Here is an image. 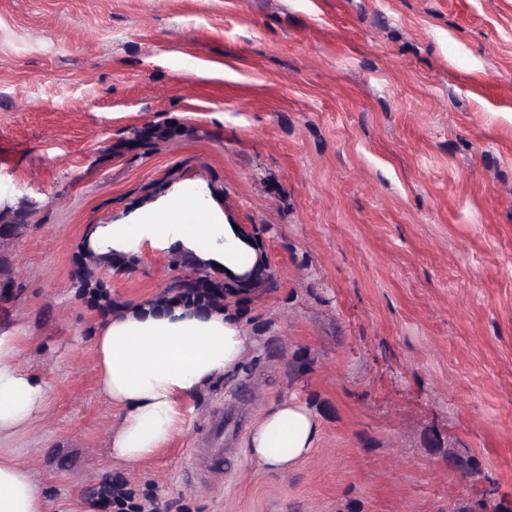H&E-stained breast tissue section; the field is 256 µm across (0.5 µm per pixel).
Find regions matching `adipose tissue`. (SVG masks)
Listing matches in <instances>:
<instances>
[{
    "mask_svg": "<svg viewBox=\"0 0 512 512\" xmlns=\"http://www.w3.org/2000/svg\"><path fill=\"white\" fill-rule=\"evenodd\" d=\"M146 242L202 260L247 286L261 274L257 244L226 221L211 189L198 180L174 183L122 218L93 226L84 249L118 259ZM247 341L230 311L195 304L149 302L105 318L95 336L94 365L117 412L109 432L113 456L136 465L167 447L184 427L186 399L237 371ZM17 354V337L0 334V446L29 432L47 410L42 379L21 368ZM318 439L311 408L286 400L262 414L246 446L262 467L287 472ZM0 512H44L29 471L6 452L0 453Z\"/></svg>",
    "mask_w": 512,
    "mask_h": 512,
    "instance_id": "ef3b65f1",
    "label": "adipose tissue"
}]
</instances>
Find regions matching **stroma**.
<instances>
[{
    "label": "stroma",
    "instance_id": "35a3bbf8",
    "mask_svg": "<svg viewBox=\"0 0 512 512\" xmlns=\"http://www.w3.org/2000/svg\"><path fill=\"white\" fill-rule=\"evenodd\" d=\"M208 184L259 246L224 307L241 366L131 466L92 361L107 314L174 298L143 245L73 288L91 227ZM0 332L44 381L12 453L46 512H98L120 475L164 512H512V0H0ZM306 402L292 471L224 456L191 486L207 416ZM90 259V262L97 268L100 266V261L98 258H95L93 256H87V259ZM86 260L83 263V269L84 273L81 277L74 283V288H81V290L85 293L88 291L94 290L93 295L98 300H104L105 302H108V295L106 292L102 290L103 286L101 282L98 280L97 272L93 271L89 265H86Z\"/></svg>",
    "mask_w": 512,
    "mask_h": 512
}]
</instances>
